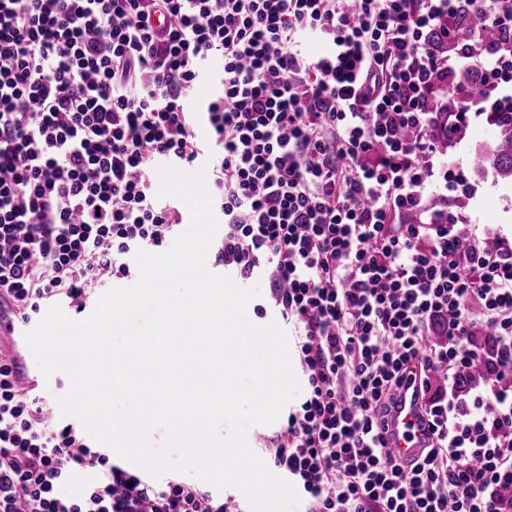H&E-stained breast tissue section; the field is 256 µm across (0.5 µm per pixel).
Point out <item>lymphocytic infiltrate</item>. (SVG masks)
<instances>
[{"instance_id":"lymphocytic-infiltrate-1","label":"lymphocytic infiltrate","mask_w":512,"mask_h":512,"mask_svg":"<svg viewBox=\"0 0 512 512\" xmlns=\"http://www.w3.org/2000/svg\"><path fill=\"white\" fill-rule=\"evenodd\" d=\"M488 28L512 38V0H0V301L82 313L176 238L158 167L205 166L216 265L267 280L255 314L295 333L305 397L263 448L306 512H512V244L461 236L450 196L474 190L439 150L512 110ZM462 67L481 86L444 94ZM407 388L410 467L384 436ZM231 509L49 423L0 358V512Z\"/></svg>"}]
</instances>
